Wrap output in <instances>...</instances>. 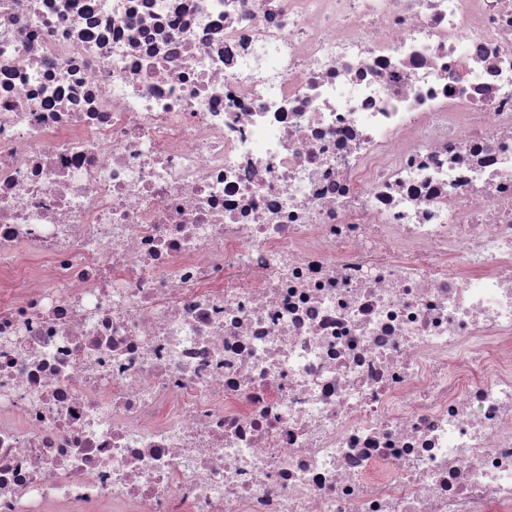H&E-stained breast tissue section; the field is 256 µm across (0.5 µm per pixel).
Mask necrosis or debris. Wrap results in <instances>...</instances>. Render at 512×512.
Masks as SVG:
<instances>
[{"mask_svg": "<svg viewBox=\"0 0 512 512\" xmlns=\"http://www.w3.org/2000/svg\"><path fill=\"white\" fill-rule=\"evenodd\" d=\"M0 512H512V0H0Z\"/></svg>", "mask_w": 512, "mask_h": 512, "instance_id": "necrosis-or-debris-1", "label": "necrosis or debris"}]
</instances>
